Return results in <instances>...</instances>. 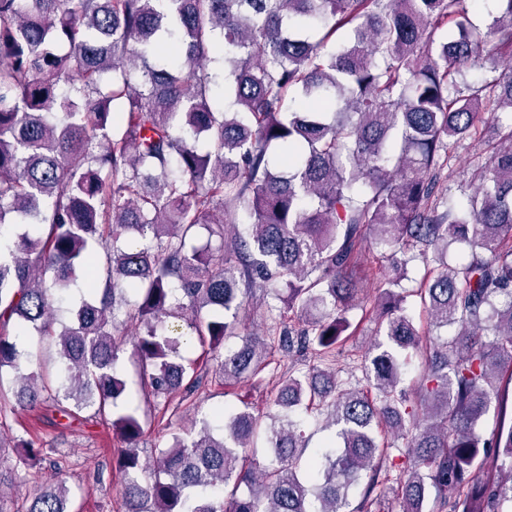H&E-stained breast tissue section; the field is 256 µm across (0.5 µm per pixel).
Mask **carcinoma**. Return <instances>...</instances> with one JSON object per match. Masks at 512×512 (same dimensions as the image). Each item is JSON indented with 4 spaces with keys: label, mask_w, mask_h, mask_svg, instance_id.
<instances>
[{
    "label": "carcinoma",
    "mask_w": 512,
    "mask_h": 512,
    "mask_svg": "<svg viewBox=\"0 0 512 512\" xmlns=\"http://www.w3.org/2000/svg\"><path fill=\"white\" fill-rule=\"evenodd\" d=\"M512 0L477 28L467 0H0V371L29 406L111 416L125 512H512ZM224 62V110L211 103ZM492 59L499 73L466 75ZM497 127L472 192L444 174L485 115ZM250 232L236 231L239 213ZM216 245L192 244L198 231ZM387 249L375 287L360 272ZM467 247L463 262L449 248ZM103 250L102 287L83 281ZM420 261L419 288L402 286ZM247 288H240V283ZM87 292L54 330L73 287ZM268 305L289 366L270 409L204 414L150 460L116 364L147 396L192 393L166 319L191 325L224 384L260 382L269 343L247 332V289ZM419 298L437 330L408 314ZM378 335L364 385L336 373L350 313ZM299 316L298 327L281 322ZM56 337L57 386L25 372L9 326ZM424 365L417 398L403 376ZM335 445L304 457L293 408ZM496 415L490 437L478 431ZM265 454L258 457L257 438ZM406 441L390 459L387 437ZM500 460L498 473L484 456ZM60 480L25 512H71ZM383 249L380 248H368L363 251L362 256V269L363 272L367 275V280L369 282V288H373L376 279L380 278L383 273L386 271L387 262L385 258H382L381 253Z\"/></svg>",
    "instance_id": "cac0c4a2"
}]
</instances>
